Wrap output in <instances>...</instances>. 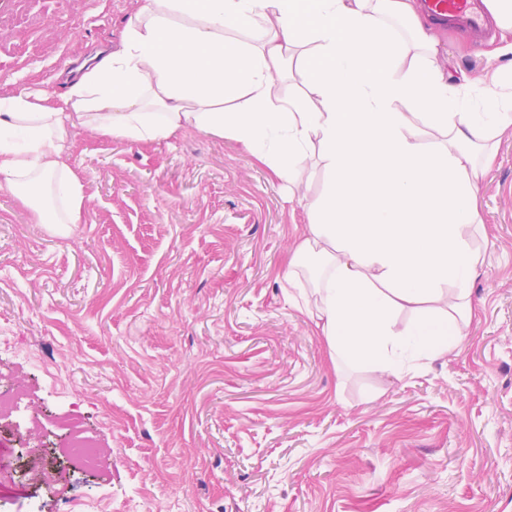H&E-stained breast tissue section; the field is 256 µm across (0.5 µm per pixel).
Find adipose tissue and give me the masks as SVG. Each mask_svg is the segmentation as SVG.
<instances>
[{
	"mask_svg": "<svg viewBox=\"0 0 512 512\" xmlns=\"http://www.w3.org/2000/svg\"><path fill=\"white\" fill-rule=\"evenodd\" d=\"M137 2L118 47L77 68L66 94L0 95V190L37 223H79L77 128L143 144L187 129L228 138L291 187L319 166L325 186L304 204L288 268L321 267L291 304L336 361L400 381L448 356L475 318L488 239L477 192L512 126V67L477 83L441 72L417 0ZM294 71L299 96L282 90Z\"/></svg>",
	"mask_w": 512,
	"mask_h": 512,
	"instance_id": "obj_1",
	"label": "adipose tissue"
}]
</instances>
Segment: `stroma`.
<instances>
[{
  "label": "stroma",
  "mask_w": 512,
  "mask_h": 512,
  "mask_svg": "<svg viewBox=\"0 0 512 512\" xmlns=\"http://www.w3.org/2000/svg\"><path fill=\"white\" fill-rule=\"evenodd\" d=\"M135 0H0L5 89L64 94L60 72L119 43ZM440 66L479 76L499 31L440 30ZM80 223L58 232L0 191V386L45 425L78 411L102 455L41 457L0 512H512V127L478 192L489 231L468 336L396 380L336 371L288 302L306 215L235 142L144 146L77 131Z\"/></svg>",
  "instance_id": "obj_1"
}]
</instances>
